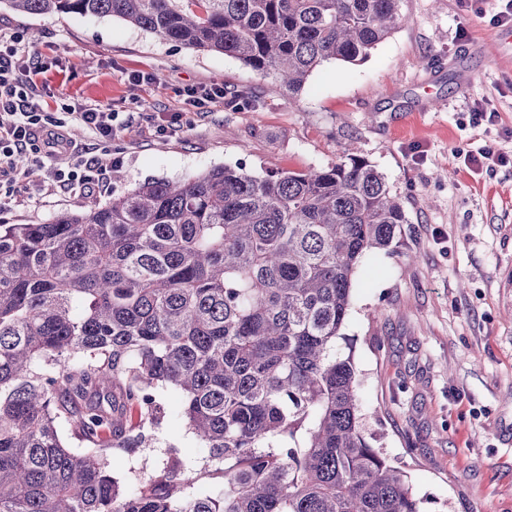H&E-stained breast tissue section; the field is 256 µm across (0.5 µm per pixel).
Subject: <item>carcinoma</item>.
<instances>
[{
    "label": "carcinoma",
    "mask_w": 512,
    "mask_h": 512,
    "mask_svg": "<svg viewBox=\"0 0 512 512\" xmlns=\"http://www.w3.org/2000/svg\"><path fill=\"white\" fill-rule=\"evenodd\" d=\"M0 1L118 17L290 94L403 20L402 0ZM405 223L385 176L346 154L151 180L48 224H0V512H422L367 440L336 349L355 269ZM167 390L207 457L169 445L159 472L115 477L117 457L159 444Z\"/></svg>",
    "instance_id": "cac0c4a2"
}]
</instances>
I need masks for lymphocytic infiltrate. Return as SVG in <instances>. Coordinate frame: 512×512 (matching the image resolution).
Wrapping results in <instances>:
<instances>
[{
  "instance_id": "obj_1",
  "label": "lymphocytic infiltrate",
  "mask_w": 512,
  "mask_h": 512,
  "mask_svg": "<svg viewBox=\"0 0 512 512\" xmlns=\"http://www.w3.org/2000/svg\"><path fill=\"white\" fill-rule=\"evenodd\" d=\"M47 67L46 56L27 52L21 34L0 31V208L16 199L25 167L41 171V185L48 190L109 187L106 168L88 158L67 129L73 123L85 126L105 150L122 129V120L101 105L45 107L39 76Z\"/></svg>"
}]
</instances>
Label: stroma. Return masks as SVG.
Listing matches in <instances>:
<instances>
[{"label": "stroma", "instance_id": "stroma-1", "mask_svg": "<svg viewBox=\"0 0 512 512\" xmlns=\"http://www.w3.org/2000/svg\"><path fill=\"white\" fill-rule=\"evenodd\" d=\"M402 25L362 62L327 61L298 95L271 89L238 59L199 51L117 17L18 14L0 29L45 52L48 103L104 105L124 119L93 194L22 183L0 224H46L148 179L186 181L224 165L304 171L344 147L382 172L407 222L358 269L338 351L358 373L374 447L406 472L424 512H512V164L476 171L467 154L512 155V24L494 0H403ZM138 73L155 79L138 85ZM250 88L253 108L196 109L185 87ZM490 113L491 121L473 115ZM182 115L175 134L157 125ZM165 442L198 461L177 393L162 396Z\"/></svg>", "mask_w": 512, "mask_h": 512}]
</instances>
